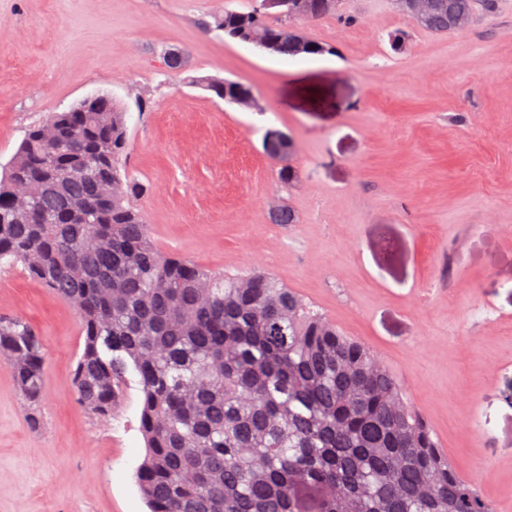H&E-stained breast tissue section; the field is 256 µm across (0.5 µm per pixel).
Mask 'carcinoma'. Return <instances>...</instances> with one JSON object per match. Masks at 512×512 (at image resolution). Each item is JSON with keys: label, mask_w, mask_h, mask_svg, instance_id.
Here are the masks:
<instances>
[{"label": "carcinoma", "mask_w": 512, "mask_h": 512, "mask_svg": "<svg viewBox=\"0 0 512 512\" xmlns=\"http://www.w3.org/2000/svg\"><path fill=\"white\" fill-rule=\"evenodd\" d=\"M252 0L224 8L211 32L285 59L328 51L303 23L344 18L336 0H288L273 15ZM497 0H431L420 18L441 34L459 15L496 12ZM168 73L185 68L167 53ZM198 84L233 102L239 81ZM50 126L55 136L41 131ZM288 135L267 131L266 153L288 154ZM126 112L97 96L27 129L0 173V268L22 265L80 314L84 337L72 376L78 402L108 416L140 392L148 452L136 481L150 512H493L442 452L427 420L383 362L341 334L270 274L226 275L161 254L136 202L147 186L126 165ZM33 189L31 218L14 221V178ZM111 182L112 195L101 192ZM87 202L85 214L71 204ZM273 224H294L285 205ZM0 358L41 423L42 336L0 317Z\"/></svg>", "instance_id": "obj_1"}]
</instances>
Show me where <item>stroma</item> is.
<instances>
[{"label":"stroma","mask_w":512,"mask_h":512,"mask_svg":"<svg viewBox=\"0 0 512 512\" xmlns=\"http://www.w3.org/2000/svg\"><path fill=\"white\" fill-rule=\"evenodd\" d=\"M249 2L0 0V164L48 113L111 96L157 249L273 274L373 350L459 474L512 512V0L452 35L393 0H345L353 24L303 27L333 66L201 32ZM172 48L187 60L176 79ZM206 77L274 107L227 104ZM272 128L294 144L288 186L264 150ZM275 196L297 223L269 222ZM0 314L35 326L45 351L38 431L0 364V512H148L137 388L109 416L79 405V314L21 268L0 269ZM198 84L205 90L215 94L218 98L229 103H234L233 98L238 94V92L243 91L244 89L251 90L249 87L239 81H232L221 78L200 79Z\"/></svg>","instance_id":"obj_1"}]
</instances>
